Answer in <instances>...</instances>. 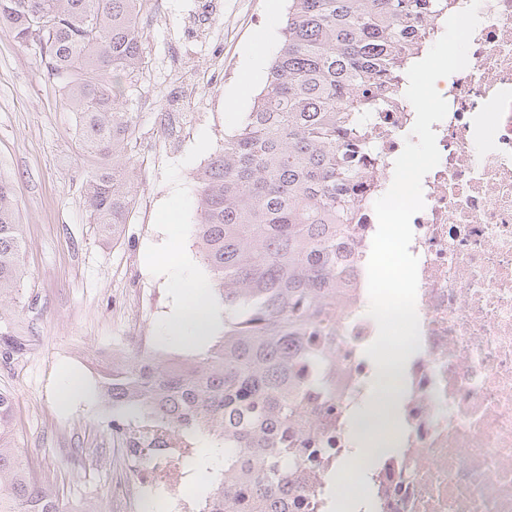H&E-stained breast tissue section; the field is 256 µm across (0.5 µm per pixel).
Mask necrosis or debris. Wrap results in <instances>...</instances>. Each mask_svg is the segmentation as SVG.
Returning <instances> with one entry per match:
<instances>
[{
    "label": "necrosis or debris",
    "mask_w": 512,
    "mask_h": 512,
    "mask_svg": "<svg viewBox=\"0 0 512 512\" xmlns=\"http://www.w3.org/2000/svg\"><path fill=\"white\" fill-rule=\"evenodd\" d=\"M479 17L467 67L436 83L448 112L411 220L421 345L399 364L402 438L361 457L369 496L353 512H512V0H481ZM415 118L404 97L368 118L383 174L360 190L350 269L369 260L374 203ZM376 336L370 316L337 304L336 409L323 428L335 468L356 452L350 411L373 378L364 350Z\"/></svg>",
    "instance_id": "4bbe7bcc"
}]
</instances>
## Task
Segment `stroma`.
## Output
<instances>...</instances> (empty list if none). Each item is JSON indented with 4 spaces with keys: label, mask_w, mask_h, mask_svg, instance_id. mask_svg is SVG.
<instances>
[{
    "label": "stroma",
    "mask_w": 512,
    "mask_h": 512,
    "mask_svg": "<svg viewBox=\"0 0 512 512\" xmlns=\"http://www.w3.org/2000/svg\"><path fill=\"white\" fill-rule=\"evenodd\" d=\"M287 9L288 0H151L144 65L124 83L136 115V202L115 241L88 221L89 163L78 154L73 113L34 50L0 30V175L14 188L28 241L23 286L36 301L15 311L30 342L0 364V391L14 397L17 447L69 512H201L198 483L221 479L223 463L207 473L196 464L177 487L131 497L143 471L114 424L142 417L101 397L92 361L130 356L140 336L161 358L200 357L188 337L163 330L184 290L155 261L178 242L199 281L211 282L193 235L194 175L250 111L266 77L248 78V66L257 57L270 66ZM172 212L178 225L167 222ZM70 374L88 395L66 403Z\"/></svg>",
    "instance_id": "35a3bbf8"
}]
</instances>
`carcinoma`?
<instances>
[{"instance_id": "carcinoma-1", "label": "carcinoma", "mask_w": 512, "mask_h": 512, "mask_svg": "<svg viewBox=\"0 0 512 512\" xmlns=\"http://www.w3.org/2000/svg\"><path fill=\"white\" fill-rule=\"evenodd\" d=\"M150 0H0V29L38 50L73 112L78 147L95 160L83 193L90 223L114 237L133 197L128 147L136 115L122 80L144 63ZM264 87L196 174L197 244L224 303V336L206 355L163 360L140 350L99 369L114 406L145 415L127 431L145 469L186 463L190 439L224 441V478L203 512H302L318 469L321 409L336 371L348 234L362 223L358 190L372 177L364 117L397 100L421 38L454 0H289ZM12 184L0 177V363L26 350L7 313L27 249ZM14 399L0 391V512H68L39 485L13 443Z\"/></svg>"}]
</instances>
